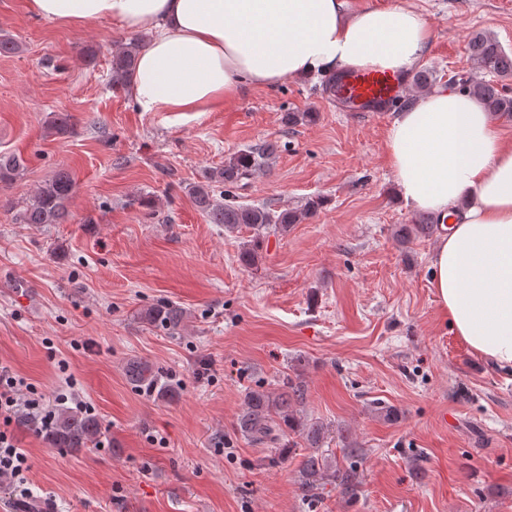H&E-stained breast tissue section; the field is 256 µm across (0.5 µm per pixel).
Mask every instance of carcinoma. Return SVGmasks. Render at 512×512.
Here are the masks:
<instances>
[{"instance_id":"carcinoma-1","label":"carcinoma","mask_w":512,"mask_h":512,"mask_svg":"<svg viewBox=\"0 0 512 512\" xmlns=\"http://www.w3.org/2000/svg\"><path fill=\"white\" fill-rule=\"evenodd\" d=\"M140 41L134 40L112 53V89L125 88L135 68ZM469 51L476 64L492 80L472 81L466 89L482 100L491 112L512 116V97L499 87L498 80L512 77V53H508L499 41L486 34H477L470 39ZM273 152L269 143L257 144L240 150L219 167L209 170L205 182L190 188V195L208 223L219 224L224 230L234 232L246 227L253 232L252 239L243 246L239 260L246 268L259 261L266 235L270 230L285 232L299 224L322 205L320 198L310 199L302 209L273 211L265 206L238 203L227 193L215 198V188L234 187L251 178L264 168L266 159ZM26 161L20 155H0V186L7 187L24 174ZM76 182L67 170L58 171L43 182L27 200L17 214L21 224H59L66 215L68 202L75 194ZM140 319L156 328L176 335L182 332L186 311L173 303L163 302L143 309ZM129 382L139 388L156 389L160 397L169 399L172 392L161 384V377L154 366L146 360H132L126 367ZM307 388L299 379L287 378L279 387L266 389L262 386L249 389L237 418V429L253 443L279 450V463L287 453L297 446L293 437L300 438L307 455L299 469V490L311 497L327 485H335L342 494L353 498L359 493V475L356 463L362 459L364 449L355 441L344 443L343 456L349 461L340 467L320 452L328 434V427L312 421L304 414ZM103 436L100 420L90 414L62 410L54 425L44 430V438L54 448L79 450L99 442Z\"/></svg>"}]
</instances>
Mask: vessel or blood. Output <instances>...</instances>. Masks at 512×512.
<instances>
[{"instance_id":"vessel-or-blood-1","label":"vessel or blood","mask_w":512,"mask_h":512,"mask_svg":"<svg viewBox=\"0 0 512 512\" xmlns=\"http://www.w3.org/2000/svg\"><path fill=\"white\" fill-rule=\"evenodd\" d=\"M410 90L409 80L389 70H350L336 90V101L350 100L358 112H388Z\"/></svg>"}]
</instances>
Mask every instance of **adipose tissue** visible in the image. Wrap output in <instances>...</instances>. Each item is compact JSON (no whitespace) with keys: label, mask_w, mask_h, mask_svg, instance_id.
Returning a JSON list of instances; mask_svg holds the SVG:
<instances>
[{"label":"adipose tissue","mask_w":512,"mask_h":512,"mask_svg":"<svg viewBox=\"0 0 512 512\" xmlns=\"http://www.w3.org/2000/svg\"><path fill=\"white\" fill-rule=\"evenodd\" d=\"M69 25L110 20L145 31L128 85L143 112H210L245 86L344 68L410 73L432 32L412 8L347 0H29ZM400 197L446 223L431 286L456 336L490 367L512 369V144L466 92L435 89L388 134Z\"/></svg>","instance_id":"adipose-tissue-1"}]
</instances>
